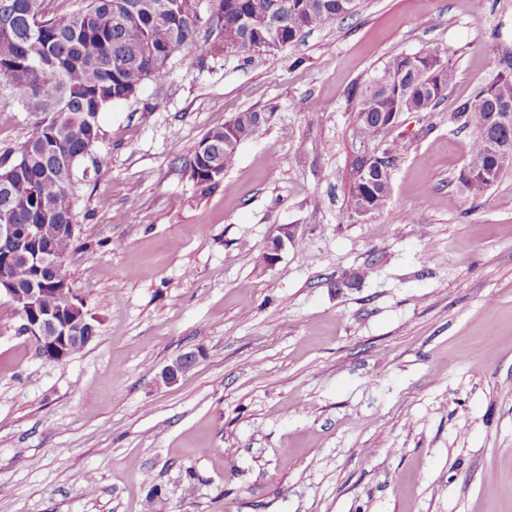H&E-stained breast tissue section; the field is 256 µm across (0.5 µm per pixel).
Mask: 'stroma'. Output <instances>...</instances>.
<instances>
[{
  "mask_svg": "<svg viewBox=\"0 0 512 512\" xmlns=\"http://www.w3.org/2000/svg\"><path fill=\"white\" fill-rule=\"evenodd\" d=\"M213 43L100 114L62 260L92 341L39 359L0 297V512H512V167L463 192L452 119L512 54V0H360L272 55ZM428 49L455 79L402 115L390 205L359 215L351 90ZM249 110L262 135L193 180ZM256 112H244L233 123L210 129L200 139L188 162V170L194 180L209 186H216L222 181L224 170L232 163L239 145L259 136L264 129V121L253 119ZM213 166L218 167L220 175L212 176ZM199 350H189L182 353L160 372L159 378L166 385H173L188 374L198 363Z\"/></svg>",
  "mask_w": 512,
  "mask_h": 512,
  "instance_id": "stroma-1",
  "label": "stroma"
}]
</instances>
